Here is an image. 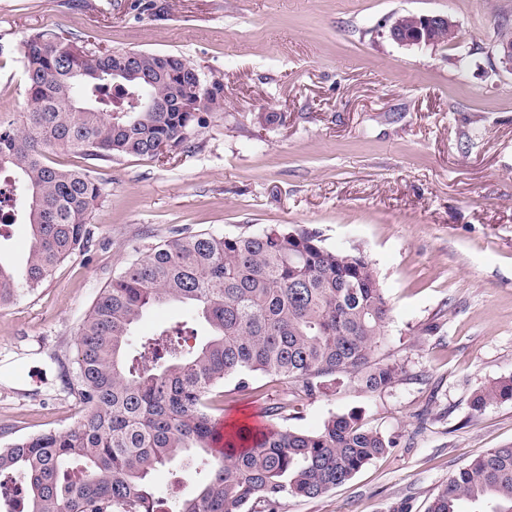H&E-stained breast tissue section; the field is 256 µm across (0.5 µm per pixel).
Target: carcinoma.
<instances>
[{"instance_id": "carcinoma-1", "label": "carcinoma", "mask_w": 512, "mask_h": 512, "mask_svg": "<svg viewBox=\"0 0 512 512\" xmlns=\"http://www.w3.org/2000/svg\"><path fill=\"white\" fill-rule=\"evenodd\" d=\"M77 37L37 32L23 43L25 111L0 116V224L29 225L26 258L0 261V305L31 292L56 267L88 250L92 213L105 188L89 167L64 169L47 154L85 160L154 157L162 142L191 147L223 107L224 85L198 87L181 55L92 50ZM133 69L135 80L114 72ZM200 88L201 107L146 112L145 101ZM179 303L209 326L187 345L186 327L162 330L127 358L134 327L152 307ZM390 307L373 264L324 245L307 226L236 235L181 232L132 261L101 290L76 338L77 383L87 407L77 425L13 440L0 448V475L20 485L22 512H279L287 496L317 498L399 445L333 415L316 432L273 425L219 434L213 416L233 378L294 381L309 396L345 376L370 390L397 382V362L373 360ZM512 400V376L476 394L475 411ZM224 440L218 457L212 445ZM190 459L198 491L173 505L155 495L159 467ZM491 501L512 512V445L491 448L461 468L427 512H466Z\"/></svg>"}]
</instances>
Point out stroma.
I'll use <instances>...</instances> for the list:
<instances>
[{"instance_id": "1", "label": "stroma", "mask_w": 512, "mask_h": 512, "mask_svg": "<svg viewBox=\"0 0 512 512\" xmlns=\"http://www.w3.org/2000/svg\"><path fill=\"white\" fill-rule=\"evenodd\" d=\"M444 14L461 43L402 46L398 15ZM512 0H0V115L23 111L21 47L57 32L115 50L179 54L224 85L190 148L97 162L96 242L34 292L0 306V448L65 432L85 412L70 388L75 339L99 292L172 231L318 228L364 253L391 308L379 355L392 387L344 381L311 396L270 376L224 383L225 424L316 431L333 415L401 438L347 483L281 512H426L478 455L512 445V401L472 397L512 375V72L494 48ZM278 112L282 121L260 116ZM280 407L270 416V407ZM157 495L195 489L160 467Z\"/></svg>"}]
</instances>
